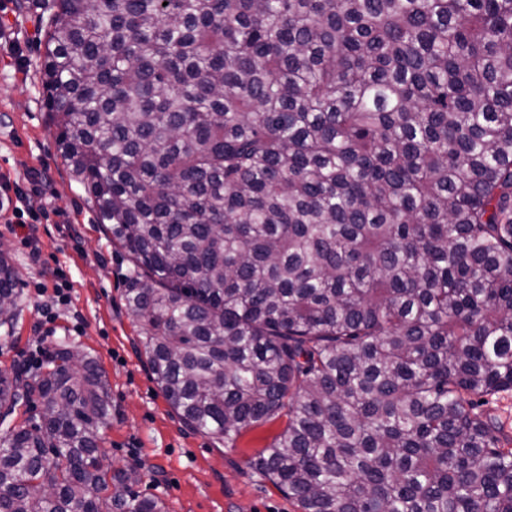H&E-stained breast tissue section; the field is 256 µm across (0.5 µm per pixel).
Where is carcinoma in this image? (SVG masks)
Masks as SVG:
<instances>
[{
  "label": "carcinoma",
  "instance_id": "obj_1",
  "mask_svg": "<svg viewBox=\"0 0 512 512\" xmlns=\"http://www.w3.org/2000/svg\"><path fill=\"white\" fill-rule=\"evenodd\" d=\"M54 140L182 423L301 512H512V0H38ZM18 278L0 253V326ZM37 396L38 423L8 426ZM94 359L0 371V512H165ZM478 405L479 411L484 415L491 416L502 424L505 436L512 440V391L482 398Z\"/></svg>",
  "mask_w": 512,
  "mask_h": 512
}]
</instances>
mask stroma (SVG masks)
<instances>
[{
	"instance_id": "obj_1",
	"label": "stroma",
	"mask_w": 512,
	"mask_h": 512,
	"mask_svg": "<svg viewBox=\"0 0 512 512\" xmlns=\"http://www.w3.org/2000/svg\"><path fill=\"white\" fill-rule=\"evenodd\" d=\"M4 2L0 23L23 46L26 62L17 66L0 51V179L23 185L37 173L42 183L35 229L0 216V242L20 279L14 319L0 327V370L36 364L63 344L94 357L112 397L100 453L113 468H137L140 491L160 498L166 512H301L249 465L282 432L283 420L226 444L186 427L154 382L145 331L125 307L132 264L55 149L40 73L47 26L31 0ZM61 280L66 300L57 305L53 290Z\"/></svg>"
}]
</instances>
